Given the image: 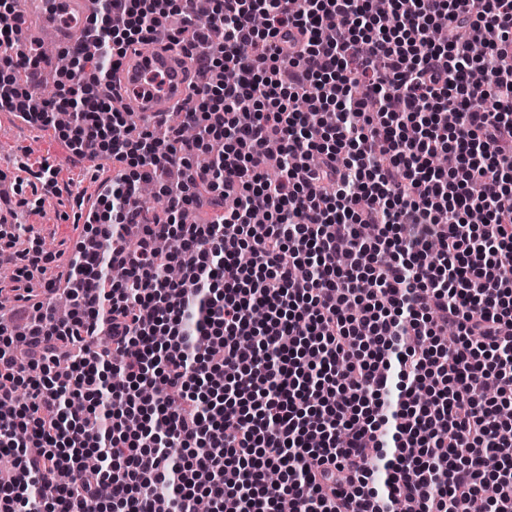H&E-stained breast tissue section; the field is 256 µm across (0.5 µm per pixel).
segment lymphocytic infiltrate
Returning <instances> with one entry per match:
<instances>
[{
	"label": "lymphocytic infiltrate",
	"mask_w": 512,
	"mask_h": 512,
	"mask_svg": "<svg viewBox=\"0 0 512 512\" xmlns=\"http://www.w3.org/2000/svg\"><path fill=\"white\" fill-rule=\"evenodd\" d=\"M14 2L0 105L123 174L71 261L10 236L32 317L0 321V512H512V0H96L54 100ZM159 39L199 83L134 126L113 73Z\"/></svg>",
	"instance_id": "lymphocytic-infiltrate-1"
}]
</instances>
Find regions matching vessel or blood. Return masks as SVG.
<instances>
[{"label": "vessel or blood", "instance_id": "b4317fda", "mask_svg": "<svg viewBox=\"0 0 512 512\" xmlns=\"http://www.w3.org/2000/svg\"><path fill=\"white\" fill-rule=\"evenodd\" d=\"M95 7V0H16V11L24 21L21 42L37 46L46 32L56 43L74 42ZM118 75L120 104L132 111L171 112L188 95L183 52L174 44H145L140 53L120 59Z\"/></svg>", "mask_w": 512, "mask_h": 512}]
</instances>
